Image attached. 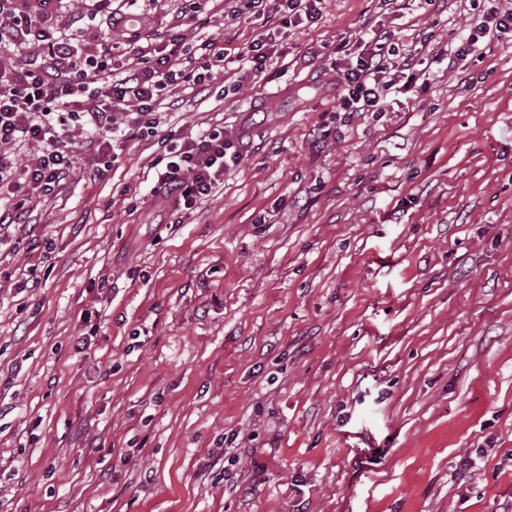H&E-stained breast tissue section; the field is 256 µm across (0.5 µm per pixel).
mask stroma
Here are the masks:
<instances>
[{
  "mask_svg": "<svg viewBox=\"0 0 512 512\" xmlns=\"http://www.w3.org/2000/svg\"><path fill=\"white\" fill-rule=\"evenodd\" d=\"M185 5L135 27L167 41ZM486 7L325 0L116 160L68 133L69 177L0 239V512H512V36L361 117L323 74L350 34L446 45ZM215 128L244 138L223 184L152 209L165 135Z\"/></svg>",
  "mask_w": 512,
  "mask_h": 512,
  "instance_id": "1",
  "label": "stroma"
}]
</instances>
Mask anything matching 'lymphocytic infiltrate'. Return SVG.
<instances>
[{
  "mask_svg": "<svg viewBox=\"0 0 512 512\" xmlns=\"http://www.w3.org/2000/svg\"><path fill=\"white\" fill-rule=\"evenodd\" d=\"M64 0H0V187L10 190L15 201L0 214V234L27 221L31 191L48 194L72 166L61 130L80 119H88L99 134L97 148L112 147L114 134L130 138L156 122L160 99L176 87H201L213 70L227 71L231 65L247 67L258 75L280 55L275 39L264 34L236 53H228L223 41L202 39L187 48L184 27L192 26L202 9L192 0L181 13V27L168 43L142 42L134 33L120 41L95 36L81 43L73 30L50 31L46 23ZM323 0H246L244 7H231L230 16L241 9L255 11L263 22L281 20L285 25L316 22ZM512 32V8L492 10L474 21L468 35L460 37L447 59L457 68L480 39ZM396 34L374 31L372 46L354 63L332 66L331 83L345 111L378 112L383 93L396 85L414 87L424 72L417 54L394 57ZM30 50L35 61L17 64L14 53ZM41 148L37 162L17 169L10 148L19 143ZM234 141L223 130L183 138L171 145L157 176L152 203L162 209H190L209 196L224 177L226 156Z\"/></svg>",
  "mask_w": 512,
  "mask_h": 512,
  "instance_id": "lymphocytic-infiltrate-1",
  "label": "lymphocytic infiltrate"
}]
</instances>
